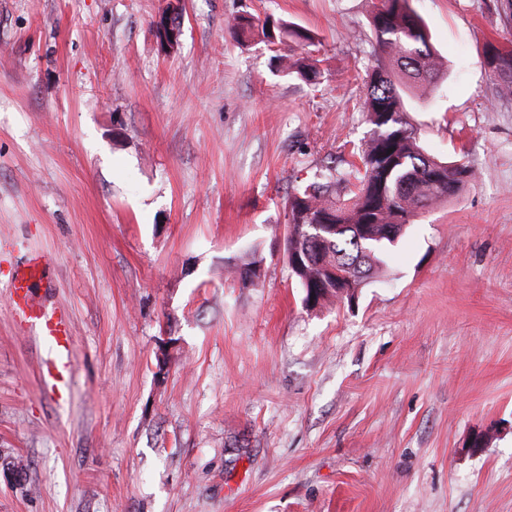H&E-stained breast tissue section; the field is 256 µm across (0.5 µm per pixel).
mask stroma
I'll use <instances>...</instances> for the list:
<instances>
[{"mask_svg": "<svg viewBox=\"0 0 512 512\" xmlns=\"http://www.w3.org/2000/svg\"><path fill=\"white\" fill-rule=\"evenodd\" d=\"M167 3L0 0V512H512V96L479 57L512 49L498 0H413L446 71L403 86L404 117L475 179L314 310L285 203L370 134L372 0H182L169 55ZM246 12L311 30L320 84L238 44ZM32 250L73 324L53 394L4 287ZM158 17V18H157ZM152 21V28L160 49L166 53L171 54L178 50L180 38L174 40V29H179L175 24L179 20V25L182 21V7L181 3L168 2L167 7ZM172 17V18H171ZM157 19V20H156ZM172 21V24H170Z\"/></svg>", "mask_w": 512, "mask_h": 512, "instance_id": "stroma-1", "label": "stroma"}]
</instances>
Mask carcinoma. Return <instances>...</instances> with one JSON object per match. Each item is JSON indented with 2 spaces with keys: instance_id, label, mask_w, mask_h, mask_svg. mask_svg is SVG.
<instances>
[{
  "instance_id": "1",
  "label": "carcinoma",
  "mask_w": 512,
  "mask_h": 512,
  "mask_svg": "<svg viewBox=\"0 0 512 512\" xmlns=\"http://www.w3.org/2000/svg\"><path fill=\"white\" fill-rule=\"evenodd\" d=\"M178 20H182L181 4L170 2L152 21L157 43L166 54L179 48L173 33ZM373 24V56L381 63L363 78V105L371 134L357 149L360 163L352 166L346 177L329 172L319 180L303 182L286 201L290 224L286 251L297 249L307 255L306 272H292L303 289L307 307L355 295L379 273L404 227L420 211L456 196L475 178L465 162H440L426 156L417 143L415 129L403 118L398 84L431 91L444 69L424 20L410 0H377L373 3ZM229 31L241 42L293 43L305 55L288 69L311 84L319 83L321 72L309 63L315 37L308 30L287 21L267 18L260 23L239 15ZM483 54L496 61L489 72L498 82L499 93L512 96V52L503 54L488 43ZM341 183L350 185V196L338 201L336 186ZM302 224H342L344 229L330 242L318 243L295 238ZM261 263L255 254L242 263L239 278L243 286L255 285L250 277ZM336 265L347 267L353 277L341 290L325 275L327 267Z\"/></svg>"
}]
</instances>
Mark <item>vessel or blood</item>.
Wrapping results in <instances>:
<instances>
[{
	"label": "vessel or blood",
	"mask_w": 512,
	"mask_h": 512,
	"mask_svg": "<svg viewBox=\"0 0 512 512\" xmlns=\"http://www.w3.org/2000/svg\"><path fill=\"white\" fill-rule=\"evenodd\" d=\"M47 265L44 253L27 255L20 269L10 278L12 309L16 318L39 327L43 335L54 341L57 358L63 361L68 359L72 347L69 323L62 319L58 310L34 303L31 299V290L43 282Z\"/></svg>",
	"instance_id": "obj_1"
}]
</instances>
